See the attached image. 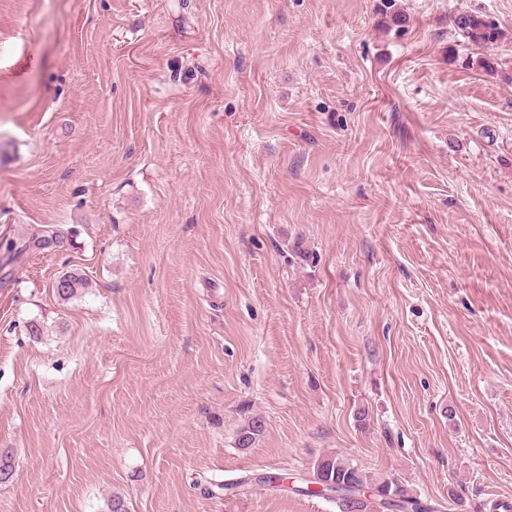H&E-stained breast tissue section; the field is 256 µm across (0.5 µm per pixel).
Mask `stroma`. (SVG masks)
I'll return each instance as SVG.
<instances>
[{
    "mask_svg": "<svg viewBox=\"0 0 512 512\" xmlns=\"http://www.w3.org/2000/svg\"><path fill=\"white\" fill-rule=\"evenodd\" d=\"M2 151L59 241L0 251V512H336L204 490L330 453L512 505V0H0ZM452 27L454 34L476 51V56L470 60L472 67L486 72L494 71V64L498 63L478 51L494 46L504 38L505 33L500 25L489 15L460 11L452 18ZM64 283L56 285V280L52 285V290L56 298L63 302L76 297L79 292L84 288H89V282L81 275L75 273L63 274ZM265 430V421L262 416L254 415L248 418L237 432V445L239 448L252 447L262 436Z\"/></svg>",
    "mask_w": 512,
    "mask_h": 512,
    "instance_id": "35a3bbf8",
    "label": "stroma"
}]
</instances>
